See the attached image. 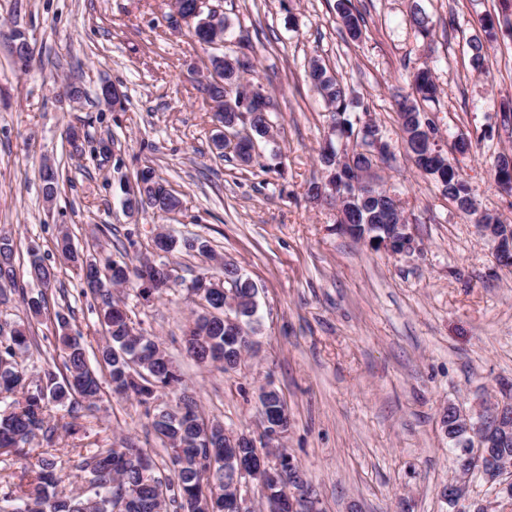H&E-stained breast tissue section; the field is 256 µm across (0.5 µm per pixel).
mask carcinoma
<instances>
[{
  "label": "carcinoma",
  "instance_id": "1",
  "mask_svg": "<svg viewBox=\"0 0 512 512\" xmlns=\"http://www.w3.org/2000/svg\"><path fill=\"white\" fill-rule=\"evenodd\" d=\"M336 13L341 19L350 38L360 35V17L354 12L352 0H336ZM216 26L217 40H224L227 23L224 18L206 21L193 32L196 41L203 48L213 47L208 39V28ZM224 57V74L234 75L236 86L231 91L209 80L204 91L213 103L224 105L218 117L230 121L240 111L249 114L248 127L256 140L273 138L269 109H261L262 102L254 101L241 110L238 98L250 92L244 74L253 71L247 55L236 50L221 54L211 53L208 60L213 62L218 56ZM310 82L337 121H342L341 134L362 135L354 131L350 120L353 106L350 93L336 73L314 60L309 67ZM413 93L403 96L397 103V121L402 132L413 143L418 131L431 122L421 115L424 102L438 99L439 86L428 68H420L413 74ZM319 163L325 176L335 175L336 194L339 200L352 193V165L340 163L336 156L319 153ZM424 176L435 183L448 181V201L455 207L468 211L474 202L470 187L444 155L434 160L420 152L415 163ZM147 175L155 186V204L151 210L160 214H170L181 207L176 191L169 188L150 167L139 170ZM62 174L52 167L42 168L45 198L55 196ZM387 190L376 185L367 195H358L354 200L345 201L350 223L356 225V237L372 240L384 239L390 232V225L402 223L401 215L387 212L385 195ZM56 250L73 264L79 276H84V259L74 249L68 232L56 239ZM17 244L8 234L0 235V282L10 287H18L16 257ZM28 266L26 274L34 281L55 279V272L44 264L38 252L27 248ZM125 268L128 274L115 272L110 281L114 285L135 282L139 295L145 299L155 293H163L154 274L143 275L138 266L125 261H112L107 268ZM222 279L206 295L199 297L200 312L193 325L184 335L186 354L199 363L217 365L229 372L237 369L234 358L254 345L256 333L257 287L249 278L236 273V268H228L219 262ZM235 289L239 302L234 309L224 310V290ZM32 317L48 316L45 294L29 297L20 292ZM83 296L101 300L99 325L105 343L97 348L96 362L108 370L112 393L118 396L133 395L142 404L158 399V393L168 391L175 395V404L157 409L150 426L156 438L169 454L172 469L165 475L157 467L152 456L144 449L125 440L118 446L105 448L94 441L86 444L88 451L78 453L79 471L84 473L88 487L78 494H65L57 491L61 476L58 474L57 456L47 448L38 460V470L27 486L14 483L9 476L0 475V503L15 508L24 506V512H114L116 502L128 497L124 512H207V509H223L224 481L240 476V473L224 470V424L218 420L209 421V430L201 428L204 418L200 414L197 401L181 393L182 378L176 366L159 341L143 334L135 337L129 334L132 327L126 309L112 300V294H100L97 289H82ZM229 314L240 323L238 337L228 338L224 333V314ZM55 338L64 353V372H46L33 381L18 362V358L28 350L29 329L14 327L9 335L0 336V395L11 399L0 412V455L20 450L41 435L46 441L52 440L48 427L49 405L72 406L75 403L87 404L93 410L101 399V386L96 370L89 363L86 346L81 337L68 332V324L60 314H55Z\"/></svg>",
  "mask_w": 512,
  "mask_h": 512
}]
</instances>
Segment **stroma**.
<instances>
[{"label":"stroma","mask_w":512,"mask_h":512,"mask_svg":"<svg viewBox=\"0 0 512 512\" xmlns=\"http://www.w3.org/2000/svg\"><path fill=\"white\" fill-rule=\"evenodd\" d=\"M362 35L347 37L335 0H209L223 13L225 49L250 45L251 82L272 104L275 140L260 142L259 164L218 157V125L195 76L207 55L187 26H174L170 0H0V233L20 247L37 243L56 272L48 289L18 272L28 295L46 292L87 350L102 341L97 314L73 267L53 248L68 228L78 252L97 260L152 255L166 230L199 239L237 264L258 288L260 344L238 370L201 365L182 349L198 309L185 285L206 265L197 252L165 255L182 285L141 298L117 296L136 329L163 343L182 386L207 418L227 432L253 427L259 384L271 381L288 406L284 444L311 488L314 512H454L440 496L457 468L440 422L450 405L471 408L512 388V270L469 217L415 167L396 121L397 94L430 69L441 93L425 115L479 208L512 224V193L494 180L499 152L512 147V30L487 38L481 19L501 17V0H353ZM429 35L410 21L412 4ZM34 50L28 72L11 55V33ZM482 42L488 66L476 71L471 46ZM318 59L357 101L356 115L380 125L392 158L379 182L402 198L419 245L392 256L336 229L331 205L306 197L320 179L318 153L330 115L306 71ZM119 85L121 108L101 105L103 83ZM82 90L79 102L66 86ZM471 141L453 153L458 136ZM65 167L53 202L43 197V160ZM151 167L180 196L179 212L128 214L125 188ZM29 324L40 339L20 361L31 377L58 370L62 353L48 340L51 321H32L25 303L0 304V325ZM158 403L105 392L97 410L51 409L52 441L35 440L0 456V470L28 483L40 453L54 444L61 489L83 487L70 450L86 440L131 437L159 467L168 457L150 429ZM77 432L67 435L64 423Z\"/></svg>","instance_id":"35a3bbf8"}]
</instances>
